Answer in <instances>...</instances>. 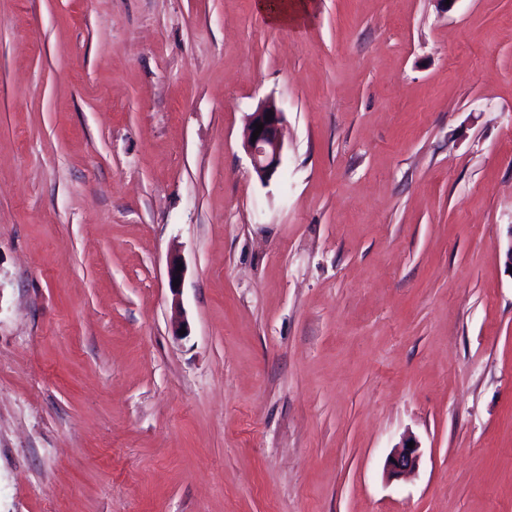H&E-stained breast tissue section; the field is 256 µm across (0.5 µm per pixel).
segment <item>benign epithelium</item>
Instances as JSON below:
<instances>
[{
    "mask_svg": "<svg viewBox=\"0 0 512 512\" xmlns=\"http://www.w3.org/2000/svg\"><path fill=\"white\" fill-rule=\"evenodd\" d=\"M272 114L270 120H265L266 114ZM263 124V130L257 139H252L255 124ZM283 112L275 102L269 100L258 105L249 115L244 129V147L251 159L252 166L261 182L267 184L278 172L283 157L282 126ZM412 438L408 437L391 452L388 466L395 476L410 474L419 468L421 452L420 446L407 447Z\"/></svg>",
    "mask_w": 512,
    "mask_h": 512,
    "instance_id": "obj_1",
    "label": "benign epithelium"
}]
</instances>
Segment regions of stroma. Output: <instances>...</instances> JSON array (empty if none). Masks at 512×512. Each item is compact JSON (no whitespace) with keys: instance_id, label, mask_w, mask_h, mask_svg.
<instances>
[{"instance_id":"obj_1","label":"stroma","mask_w":512,"mask_h":512,"mask_svg":"<svg viewBox=\"0 0 512 512\" xmlns=\"http://www.w3.org/2000/svg\"><path fill=\"white\" fill-rule=\"evenodd\" d=\"M318 2L0 0V512H512V0ZM256 10L278 26H300L317 9L315 0H255ZM272 111L270 121H265L266 114ZM255 123H263V130L255 142L252 134ZM283 112L275 102L269 100L262 102L254 112L249 115L244 129V147L251 159L252 166L262 183H269L278 172L283 157L282 126ZM410 441L414 442L413 448H407ZM420 448L415 439L411 437L404 438L390 454L388 466L391 473L395 476H401L415 472L420 464Z\"/></svg>"}]
</instances>
